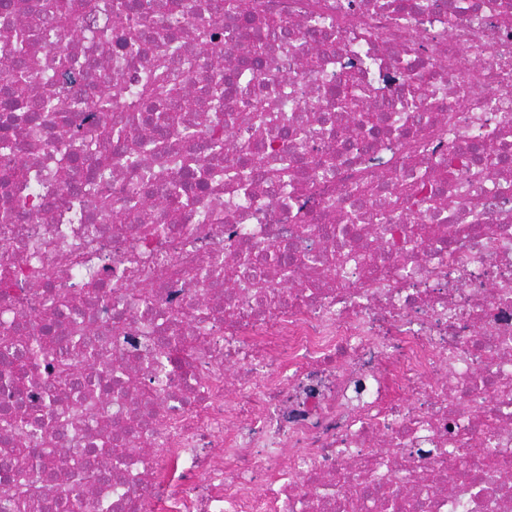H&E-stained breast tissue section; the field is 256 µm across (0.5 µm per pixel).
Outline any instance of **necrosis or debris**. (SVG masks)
I'll list each match as a JSON object with an SVG mask.
<instances>
[{"instance_id": "4bbe7bcc", "label": "necrosis or debris", "mask_w": 512, "mask_h": 512, "mask_svg": "<svg viewBox=\"0 0 512 512\" xmlns=\"http://www.w3.org/2000/svg\"><path fill=\"white\" fill-rule=\"evenodd\" d=\"M54 9L0 0V70L4 35L27 39L26 102L0 84V412L29 424L0 425V457L35 449L31 512H512V165L490 161L512 155V0H90L66 33ZM272 20L292 35L266 45L267 109L303 125L241 126L233 91L215 118L211 86ZM160 54L188 100L94 139L91 103ZM417 80L408 136L380 106ZM251 153L292 194L244 180ZM274 247L295 261L256 288Z\"/></svg>"}]
</instances>
